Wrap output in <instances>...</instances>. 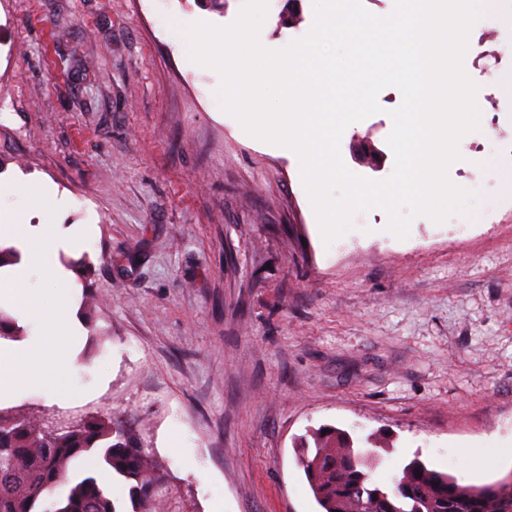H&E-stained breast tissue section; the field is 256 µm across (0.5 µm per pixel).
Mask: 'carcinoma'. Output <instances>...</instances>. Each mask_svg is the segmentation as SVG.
Listing matches in <instances>:
<instances>
[{
    "label": "carcinoma",
    "mask_w": 512,
    "mask_h": 512,
    "mask_svg": "<svg viewBox=\"0 0 512 512\" xmlns=\"http://www.w3.org/2000/svg\"><path fill=\"white\" fill-rule=\"evenodd\" d=\"M63 264L88 281L83 255ZM23 328L0 309V338ZM298 448V463L322 512H512V478L474 487L410 460L389 485L372 478L376 458L343 431L318 429ZM106 469L129 486V504L114 503L99 483ZM160 464L132 428L107 412L66 427L41 416L0 409V512H159L153 494Z\"/></svg>",
    "instance_id": "obj_1"
}]
</instances>
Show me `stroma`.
<instances>
[{
	"instance_id": "1",
	"label": "stroma",
	"mask_w": 512,
	"mask_h": 512,
	"mask_svg": "<svg viewBox=\"0 0 512 512\" xmlns=\"http://www.w3.org/2000/svg\"><path fill=\"white\" fill-rule=\"evenodd\" d=\"M242 2L0 0V180L59 201L51 219L22 202L27 223L90 225L95 267L79 397L16 409L127 415L183 512H318L296 450L323 426L380 438L383 485L416 456L463 485L512 476V96L491 80L512 70V25L481 19L468 42L480 128L448 175L473 216H419L400 240L374 209L328 245L296 154L223 112L175 34ZM312 23L313 0H269L262 43ZM377 101L340 150L382 180L402 94Z\"/></svg>"
}]
</instances>
